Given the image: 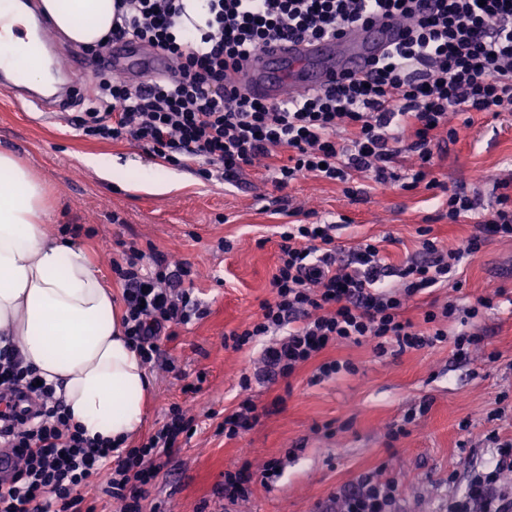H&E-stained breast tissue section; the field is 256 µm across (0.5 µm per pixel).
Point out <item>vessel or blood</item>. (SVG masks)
<instances>
[{
    "instance_id": "b4317fda",
    "label": "vessel or blood",
    "mask_w": 512,
    "mask_h": 512,
    "mask_svg": "<svg viewBox=\"0 0 512 512\" xmlns=\"http://www.w3.org/2000/svg\"><path fill=\"white\" fill-rule=\"evenodd\" d=\"M403 33L398 23L387 19L348 25L335 39L272 44L252 54L243 70L231 73L229 81L252 96L278 102L308 89L323 88L343 73H367L371 60L400 41ZM105 64L112 73L133 83L164 76L171 69L170 60L162 53L132 40L114 42ZM88 68L83 59L72 60L63 93L49 101L32 94L29 103L43 112L68 111L73 102L87 97L84 76Z\"/></svg>"
}]
</instances>
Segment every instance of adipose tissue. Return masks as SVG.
<instances>
[{
	"mask_svg": "<svg viewBox=\"0 0 512 512\" xmlns=\"http://www.w3.org/2000/svg\"><path fill=\"white\" fill-rule=\"evenodd\" d=\"M117 0H41L57 31L92 50L112 31ZM0 0V52L16 75L44 77L43 65L15 36L23 17ZM50 196L42 177L10 152L0 153V337L53 383L86 436L124 446L144 425L152 388L127 340L122 314L81 248L47 232Z\"/></svg>",
	"mask_w": 512,
	"mask_h": 512,
	"instance_id": "1",
	"label": "adipose tissue"
}]
</instances>
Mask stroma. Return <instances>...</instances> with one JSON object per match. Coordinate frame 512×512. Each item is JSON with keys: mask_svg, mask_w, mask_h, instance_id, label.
<instances>
[{"mask_svg": "<svg viewBox=\"0 0 512 512\" xmlns=\"http://www.w3.org/2000/svg\"><path fill=\"white\" fill-rule=\"evenodd\" d=\"M450 120L453 142L434 151L436 189H404L400 179L386 186L355 176L357 198L340 183L302 177L276 189L256 167L230 185L203 179L197 168H178L180 188L156 193L131 188L140 168L160 157L130 141L82 136L69 120L47 122L20 109L0 91V151L18 155L46 181L53 202L47 226L71 235L100 270L115 296L123 286L112 271L129 248L197 270L193 300L199 313L161 337L156 362L148 364L153 387L144 434L168 419L172 406L193 417L196 433L179 437L169 463L149 486L140 512H317L319 504L358 476L385 466L405 479V512H443L448 499L463 493L468 472L495 454L494 438L512 439V240L494 238L463 267L457 285L421 294L407 315L421 322L431 302L466 307L481 296L494 306L475 323L485 349L462 358L452 342L433 347L377 353L372 344L332 346L288 377L239 387L242 374L261 364L272 337L241 350L226 347L230 332L243 331L249 317L269 299L278 257V225L318 217L344 216L336 231L350 247L381 240L389 264L403 265L421 250L419 228L437 245L457 247L472 221L449 223V190L465 187L482 201L496 195L499 180L512 176V112H476ZM86 155L117 158L120 181L102 178L83 163ZM497 351L498 361L484 353ZM350 362L352 371L317 380L321 362ZM251 397L261 410L258 423L240 436L219 433L225 414ZM416 419L408 435L392 430L408 413ZM270 460L278 472L250 483L247 499L232 503L216 492L224 474L243 464L260 470Z\"/></svg>", "mask_w": 512, "mask_h": 512, "instance_id": "1", "label": "stroma"}]
</instances>
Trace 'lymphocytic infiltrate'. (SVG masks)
<instances>
[{
  "label": "lymphocytic infiltrate",
  "mask_w": 512,
  "mask_h": 512,
  "mask_svg": "<svg viewBox=\"0 0 512 512\" xmlns=\"http://www.w3.org/2000/svg\"><path fill=\"white\" fill-rule=\"evenodd\" d=\"M121 22L110 40L135 38L168 54L171 72L140 87L122 79L101 80L96 105L76 117L83 135L130 140L174 166L198 165L204 179L233 182L263 164L275 188L311 176L340 182L344 193L354 174L375 182L395 180L392 169L406 152L418 161L412 184L431 178L437 133L454 112H512V0H208L210 19L200 38H177L181 0H120ZM404 23L406 38L375 59L362 77L346 75L333 85L269 103L228 86L256 50L286 38H334L356 21ZM447 217L457 224L479 208L461 245L448 250L420 229L423 256L404 267L387 264L379 241L339 245L335 223L282 225L278 266L270 280L272 299L263 301L249 328L233 334L234 349L254 337L286 330L266 348L269 371L291 375L297 367L340 343L374 344L399 351L452 341L468 356L481 342L476 328L449 334L454 302L425 311L421 323L407 318L408 301L446 284L463 259L477 255L492 238L512 239V192L489 204L456 189ZM131 250L114 271L123 283L124 334L144 362L159 352L169 324L188 323L195 308L190 264L169 265L164 255L142 271ZM22 393L37 405L33 416H14L0 429V447L12 449L13 471H0V512H94L83 494L92 480L119 512H139L145 487L164 468L180 435L193 421L180 408L146 441L116 448L74 425L53 385L37 384L12 347H0V394ZM512 441L497 446L492 463L473 471L448 512H512ZM404 484L367 473L331 499L332 512H401Z\"/></svg>",
  "instance_id": "obj_1"
}]
</instances>
